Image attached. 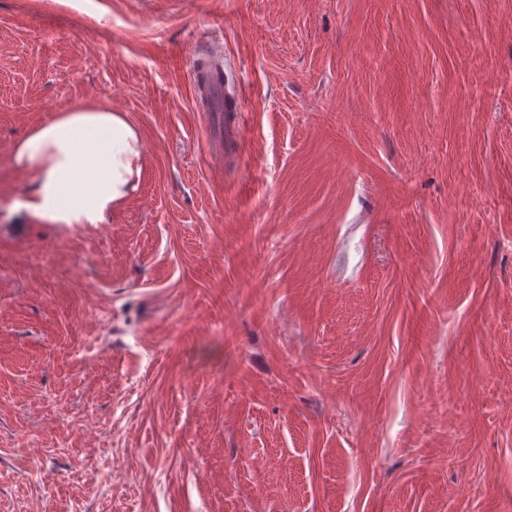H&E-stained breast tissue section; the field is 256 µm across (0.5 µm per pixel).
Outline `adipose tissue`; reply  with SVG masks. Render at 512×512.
<instances>
[{"label":"adipose tissue","instance_id":"1","mask_svg":"<svg viewBox=\"0 0 512 512\" xmlns=\"http://www.w3.org/2000/svg\"><path fill=\"white\" fill-rule=\"evenodd\" d=\"M145 145L125 113L71 105L12 148L31 190L26 212L48 224H101L135 191Z\"/></svg>","mask_w":512,"mask_h":512}]
</instances>
